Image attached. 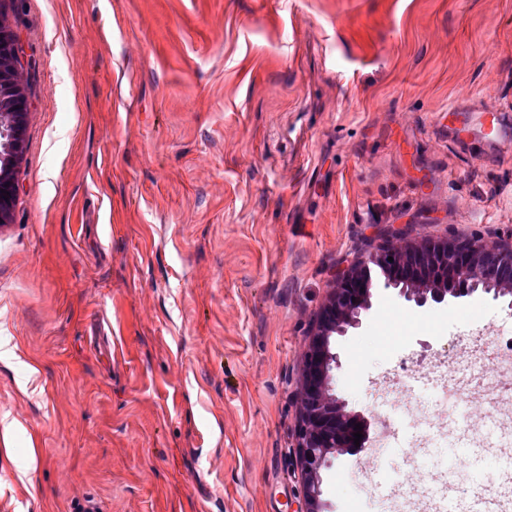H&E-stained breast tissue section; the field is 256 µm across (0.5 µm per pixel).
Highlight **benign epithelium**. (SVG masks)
Returning a JSON list of instances; mask_svg holds the SVG:
<instances>
[{"mask_svg":"<svg viewBox=\"0 0 512 512\" xmlns=\"http://www.w3.org/2000/svg\"><path fill=\"white\" fill-rule=\"evenodd\" d=\"M23 45L13 31L0 27V71L16 69ZM11 135L21 149L30 110L26 95L15 97ZM17 168L0 174V223L11 217L17 197ZM384 242L374 251L361 253L335 273L327 300L309 331L303 355L298 391L294 456L303 483L302 498L294 512H329L322 499V471L343 452L364 450L370 439V422L363 414L346 410L336 396L338 356L332 339L361 325V316L372 307L376 277L384 287L398 291L407 302L423 306L443 303L477 292L493 299L512 297V240L492 245L457 238H417L412 226L389 224L382 230ZM393 261H388V258ZM362 430H355L356 425ZM362 434L354 443V433Z\"/></svg>","mask_w":512,"mask_h":512,"instance_id":"benign-epithelium-1","label":"benign epithelium"}]
</instances>
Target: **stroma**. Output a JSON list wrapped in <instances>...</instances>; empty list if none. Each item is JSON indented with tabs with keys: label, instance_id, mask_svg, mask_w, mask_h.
<instances>
[{
	"label": "stroma",
	"instance_id": "obj_1",
	"mask_svg": "<svg viewBox=\"0 0 512 512\" xmlns=\"http://www.w3.org/2000/svg\"><path fill=\"white\" fill-rule=\"evenodd\" d=\"M31 102L0 224V512H294L297 389L332 273L376 228L512 238V0H6ZM502 129L486 137L482 115ZM410 321L380 335L388 311ZM485 294L376 286L337 337V394L395 424L338 455L331 512H407L466 442L435 393ZM498 451L455 494L504 501Z\"/></svg>",
	"mask_w": 512,
	"mask_h": 512
}]
</instances>
